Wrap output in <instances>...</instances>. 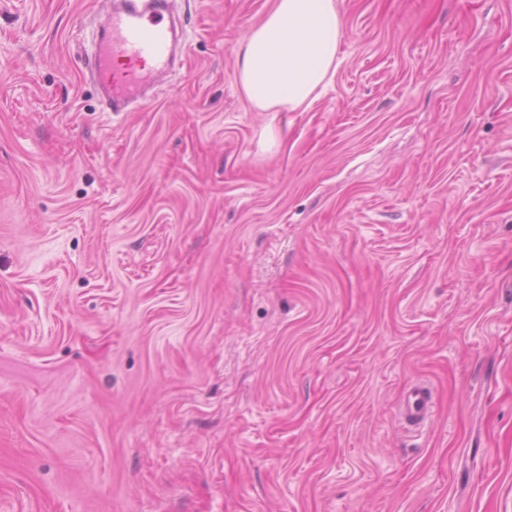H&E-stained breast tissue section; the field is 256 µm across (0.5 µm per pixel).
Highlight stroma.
Wrapping results in <instances>:
<instances>
[{
	"label": "stroma",
	"mask_w": 512,
	"mask_h": 512,
	"mask_svg": "<svg viewBox=\"0 0 512 512\" xmlns=\"http://www.w3.org/2000/svg\"><path fill=\"white\" fill-rule=\"evenodd\" d=\"M336 2L304 110L174 0L112 112L101 0H0V512H512V0ZM431 398L422 384L413 385L405 394L400 408L401 419L411 428L426 425L431 416Z\"/></svg>",
	"instance_id": "obj_1"
}]
</instances>
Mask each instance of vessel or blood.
Returning a JSON list of instances; mask_svg holds the SVG:
<instances>
[{
  "instance_id": "obj_1",
  "label": "vessel or blood",
  "mask_w": 512,
  "mask_h": 512,
  "mask_svg": "<svg viewBox=\"0 0 512 512\" xmlns=\"http://www.w3.org/2000/svg\"><path fill=\"white\" fill-rule=\"evenodd\" d=\"M170 10V0H114L105 13L89 61L113 111L126 109L137 95L144 81L141 63H150L154 80L171 73L176 42L165 22ZM430 416L429 392L422 384L413 385L402 401L401 419L418 429Z\"/></svg>"
}]
</instances>
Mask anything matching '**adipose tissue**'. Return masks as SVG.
<instances>
[{
	"label": "adipose tissue",
	"instance_id": "obj_1",
	"mask_svg": "<svg viewBox=\"0 0 512 512\" xmlns=\"http://www.w3.org/2000/svg\"><path fill=\"white\" fill-rule=\"evenodd\" d=\"M341 30L336 0H274L236 48L241 92L261 112L309 107L336 73Z\"/></svg>",
	"mask_w": 512,
	"mask_h": 512
}]
</instances>
